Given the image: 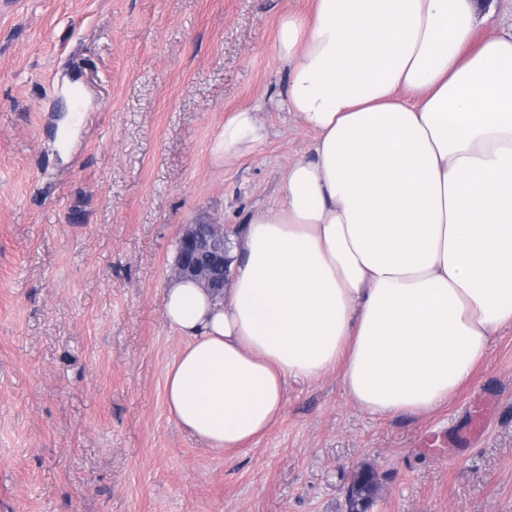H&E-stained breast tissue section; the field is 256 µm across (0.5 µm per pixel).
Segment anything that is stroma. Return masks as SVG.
Instances as JSON below:
<instances>
[{"label": "stroma", "instance_id": "1", "mask_svg": "<svg viewBox=\"0 0 512 512\" xmlns=\"http://www.w3.org/2000/svg\"><path fill=\"white\" fill-rule=\"evenodd\" d=\"M310 0H0V512H512V328L448 406L374 416L338 375L227 454L170 415L163 293L187 225L239 229L315 134L283 105ZM83 91L72 122L70 87ZM264 142L224 162L225 119ZM487 406L482 436L462 441ZM265 137L252 109H242L224 121V128L212 143V154L224 161L238 159L249 154ZM375 489L376 477L372 472L362 470L355 474L347 494L348 512H366Z\"/></svg>", "mask_w": 512, "mask_h": 512}]
</instances>
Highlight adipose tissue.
<instances>
[{
    "mask_svg": "<svg viewBox=\"0 0 512 512\" xmlns=\"http://www.w3.org/2000/svg\"><path fill=\"white\" fill-rule=\"evenodd\" d=\"M483 0H313L280 21L285 105L316 139L228 256L222 294L164 292L186 341L166 403L235 452L281 419L292 380L339 374L372 415L454 398L512 328V25L480 33ZM232 113L217 158L262 143Z\"/></svg>",
    "mask_w": 512,
    "mask_h": 512,
    "instance_id": "obj_1",
    "label": "adipose tissue"
}]
</instances>
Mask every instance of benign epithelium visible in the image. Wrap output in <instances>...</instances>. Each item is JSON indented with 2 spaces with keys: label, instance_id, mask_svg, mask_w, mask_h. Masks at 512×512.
<instances>
[{
  "label": "benign epithelium",
  "instance_id": "7a95c632",
  "mask_svg": "<svg viewBox=\"0 0 512 512\" xmlns=\"http://www.w3.org/2000/svg\"><path fill=\"white\" fill-rule=\"evenodd\" d=\"M230 232L222 224H190L179 241V256L175 274L190 277L202 287L220 292L229 274L219 279L215 270L226 265V244Z\"/></svg>",
  "mask_w": 512,
  "mask_h": 512
}]
</instances>
